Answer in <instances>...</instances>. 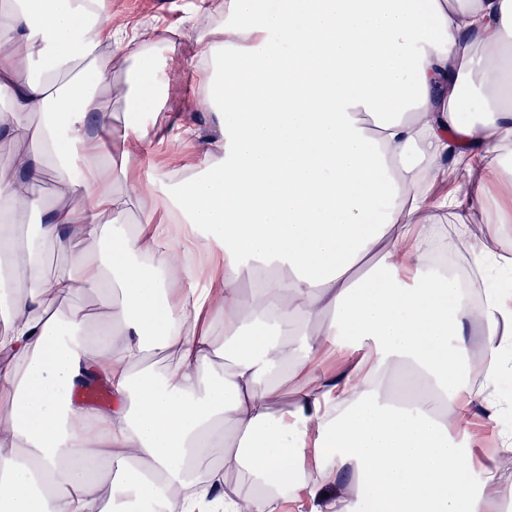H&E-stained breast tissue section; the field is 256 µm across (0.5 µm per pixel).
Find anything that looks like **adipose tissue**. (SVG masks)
<instances>
[{"instance_id":"1","label":"adipose tissue","mask_w":512,"mask_h":512,"mask_svg":"<svg viewBox=\"0 0 512 512\" xmlns=\"http://www.w3.org/2000/svg\"><path fill=\"white\" fill-rule=\"evenodd\" d=\"M224 12L223 54L199 48L224 156L176 188L164 222L146 212L129 232L149 127L128 123L104 153L98 64L104 42L124 52L128 22L86 21L79 0H0V128L23 146L0 169V213L55 183L0 260L23 269L22 285L0 277V512H143L155 497L165 512H491L512 473L475 467L468 426L512 412L498 389L512 293L472 308L430 250L438 225L490 200V177L512 179V0ZM124 97L161 106L154 60L134 63ZM450 165L469 186L435 197ZM52 252L66 265L49 273ZM87 291L113 294L95 325L72 301ZM335 356L350 368L320 373ZM100 382L111 409L76 397Z\"/></svg>"}]
</instances>
